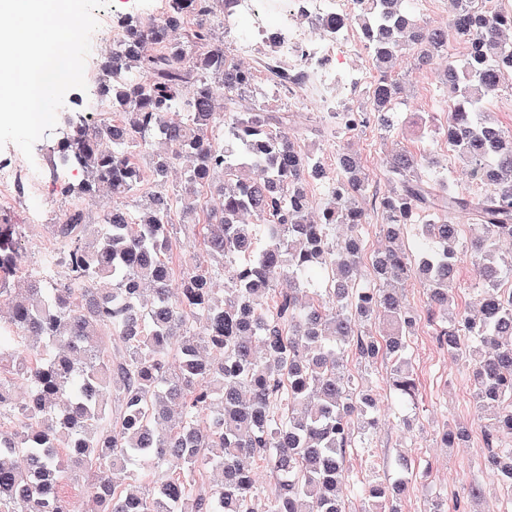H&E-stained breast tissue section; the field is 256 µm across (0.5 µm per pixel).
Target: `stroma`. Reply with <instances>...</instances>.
<instances>
[{
  "label": "stroma",
  "mask_w": 512,
  "mask_h": 512,
  "mask_svg": "<svg viewBox=\"0 0 512 512\" xmlns=\"http://www.w3.org/2000/svg\"><path fill=\"white\" fill-rule=\"evenodd\" d=\"M165 9V0H115L114 5L96 10L99 22L97 33L109 38L112 17L130 14L149 22L158 19ZM447 64L445 56H438L427 69L414 68L412 55L400 57L395 70L405 77L407 96L398 115L400 123L392 133L380 131L375 123H367L353 140L370 181L380 188H387L385 158L390 152L408 149L431 154L437 161L435 167L421 169L423 179L448 180L462 195L471 196L478 188L468 168L444 143L441 128L447 115L443 110L442 71ZM425 116L431 122L432 133L426 140H418L406 126L416 116ZM301 126L310 127L311 133L302 139L304 149L320 157L326 167H333L336 155V134L318 107H309L300 117ZM60 136L59 131L46 132L36 142L33 153L41 172L43 189L28 198L17 200L7 217L20 231V276L38 274L53 250L50 226L74 206H81L90 217H98L111 208L112 200L99 197L89 200L75 194H62L54 184L56 166L52 147ZM41 211L47 216L46 223L30 221L32 212ZM177 232L172 236L169 254L171 266L181 269L192 266L210 270L215 261L209 254L195 221L191 216L175 213ZM405 292L409 305L419 317L410 338L408 353L418 381L415 402L402 401L386 382L385 363L368 367L366 377L377 399L378 427L364 447L353 449L347 467L350 480L343 487V495L349 512H360L364 500V485L360 480L365 468L371 467L379 480L391 482L400 474V459H407L418 478L413 482L399 503L400 512H430L433 500L460 503L461 512H512L506 492L487 475L483 462L485 445L482 427L490 412L478 409L473 403L469 368L464 360L449 356L435 339V330L427 320L428 297L423 285L408 281ZM411 420L412 429H405L404 420ZM467 421L472 429L468 441L452 448L443 447L440 441L446 425L455 421ZM484 484L486 493L477 502H467L464 495L470 485Z\"/></svg>",
  "instance_id": "obj_1"
}]
</instances>
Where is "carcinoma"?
Segmentation results:
<instances>
[{
	"label": "carcinoma",
	"mask_w": 512,
	"mask_h": 512,
	"mask_svg": "<svg viewBox=\"0 0 512 512\" xmlns=\"http://www.w3.org/2000/svg\"><path fill=\"white\" fill-rule=\"evenodd\" d=\"M238 0H166L162 17H122L112 64L98 87L120 113L118 122L89 126L80 113L54 152L87 180L60 183L66 194L112 197L94 223L82 208L51 225L57 261L71 268L66 283L17 279L16 225L0 218V512H347L341 489L349 480V449L370 437L375 403L348 366L390 365L389 385L413 401L417 385L407 357L416 322L399 285L418 277L430 291L429 321L440 346L469 361L477 407L499 406L483 429L484 467L512 495V256L497 243L512 239V134L487 107L512 71V8L488 13L475 0H455L445 27H429L410 0H369L353 18L377 72L368 91L381 131L395 127L401 82L392 63L407 48L420 65L448 54L444 86L451 111L446 135L457 156L472 164L486 193L460 197L447 185L423 181L424 156L404 150L387 160L390 187L374 200L389 246L371 259L375 285L360 284V229L369 180L345 140L356 132L333 113L342 137L336 178L322 160L297 144L289 116L239 102L257 84L224 51L214 18L234 14ZM467 51L456 53V43ZM275 91L305 75L268 65ZM182 112L180 121L165 115ZM154 152L157 176L185 157L186 193L158 192L138 211L123 200L141 170L130 143ZM259 169L260 180L246 176ZM223 182L218 209L202 211L203 240L218 265L184 269L172 295L167 260L171 213L197 210V189ZM327 181L317 219L310 217L307 183ZM466 210L473 223L463 240L446 215ZM421 219L418 255L399 245L403 228ZM468 253L483 283L478 312L456 310L449 291ZM228 273L224 299L213 279ZM292 288H278L282 281ZM61 342L54 356L33 354L31 343ZM120 409H107L110 398ZM469 426L443 432L451 448ZM220 448L214 457L209 449ZM275 477L261 502L258 464ZM137 464L131 480L142 493L116 486L112 474ZM372 487L363 512H396L392 501L412 477ZM85 472L89 491L75 505L59 492L67 470ZM217 487L198 482L207 470Z\"/></svg>",
	"instance_id": "cac0c4a2"
}]
</instances>
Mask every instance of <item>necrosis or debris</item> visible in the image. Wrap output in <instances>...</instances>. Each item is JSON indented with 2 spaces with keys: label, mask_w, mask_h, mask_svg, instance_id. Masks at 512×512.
<instances>
[{
  "label": "necrosis or debris",
  "mask_w": 512,
  "mask_h": 512,
  "mask_svg": "<svg viewBox=\"0 0 512 512\" xmlns=\"http://www.w3.org/2000/svg\"><path fill=\"white\" fill-rule=\"evenodd\" d=\"M353 4L354 0H288L278 55L284 63L303 68L308 75L307 83L290 90L296 109L305 110L315 102L322 111L349 114V98L372 83V75L366 70L349 72L343 67L346 58L363 47L358 33L346 26L330 37L316 25L326 16L352 14ZM36 181L37 172L25 157L12 152L1 154L0 209L12 203L19 188Z\"/></svg>",
  "instance_id": "obj_1"
}]
</instances>
